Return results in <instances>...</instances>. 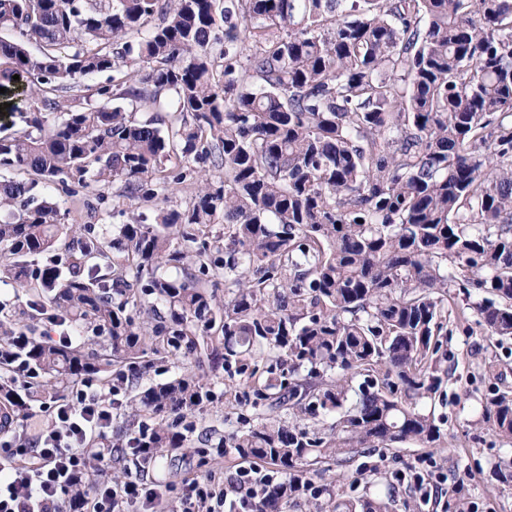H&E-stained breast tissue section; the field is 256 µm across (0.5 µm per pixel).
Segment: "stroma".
<instances>
[{"mask_svg": "<svg viewBox=\"0 0 512 512\" xmlns=\"http://www.w3.org/2000/svg\"><path fill=\"white\" fill-rule=\"evenodd\" d=\"M62 210L63 223L93 224L97 229L112 232L129 220L136 206L117 197L111 189L98 195L79 188L65 196ZM482 298V292L457 288L451 289L448 298L454 312H465L466 318L454 323L444 338L448 379L432 401L445 433L441 444L428 451L413 444L398 449L362 448L344 465L326 463L312 474L323 489L320 503L329 504L335 494L361 498L374 488L391 494L395 512H442L438 499L419 504L411 488L390 482L391 470L428 453L448 476L449 498H463L469 512H512V486L495 479L498 466L512 463V440L501 439L478 424L482 401L493 385L482 372L483 363L499 360L505 368V384L512 387V338L488 336L479 325L475 306ZM238 466L233 455H220L212 448L203 452L189 448L179 456L165 459L153 474L168 482L170 491L175 493L184 479L211 474L222 482ZM341 473L346 476L342 482L337 479Z\"/></svg>", "mask_w": 512, "mask_h": 512, "instance_id": "1", "label": "stroma"}]
</instances>
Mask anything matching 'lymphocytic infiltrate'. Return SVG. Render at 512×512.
Returning a JSON list of instances; mask_svg holds the SVG:
<instances>
[{
    "label": "lymphocytic infiltrate",
    "mask_w": 512,
    "mask_h": 512,
    "mask_svg": "<svg viewBox=\"0 0 512 512\" xmlns=\"http://www.w3.org/2000/svg\"><path fill=\"white\" fill-rule=\"evenodd\" d=\"M103 396L94 385L75 386L55 404L36 445L17 437L0 459V512H152L161 492L146 475L155 467L157 449H132L134 469L115 481L106 473L111 449L91 445L112 428V406ZM394 477L409 481L425 503L446 482L427 458ZM280 481L253 465L239 467L222 484L193 477L184 481L174 512H254L257 500Z\"/></svg>",
    "instance_id": "f902f5d3"
}]
</instances>
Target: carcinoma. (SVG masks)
Segmentation results:
<instances>
[{"label": "carcinoma", "instance_id": "cac0c4a2", "mask_svg": "<svg viewBox=\"0 0 512 512\" xmlns=\"http://www.w3.org/2000/svg\"><path fill=\"white\" fill-rule=\"evenodd\" d=\"M2 32L0 98L24 84L31 106L0 127V282L93 339L0 336V411L35 436V403L90 380L144 412L113 447L185 448L222 370L265 406L223 447L285 477L440 445L417 404L448 377V289L489 293L481 325L512 336V0H0ZM105 73L95 103L59 96ZM191 178L190 204L167 205ZM73 185L150 215L112 238L62 224L49 192ZM172 357L194 369L141 389ZM482 421L512 440L511 390ZM294 498L283 482L255 512Z\"/></svg>", "mask_w": 512, "mask_h": 512}]
</instances>
